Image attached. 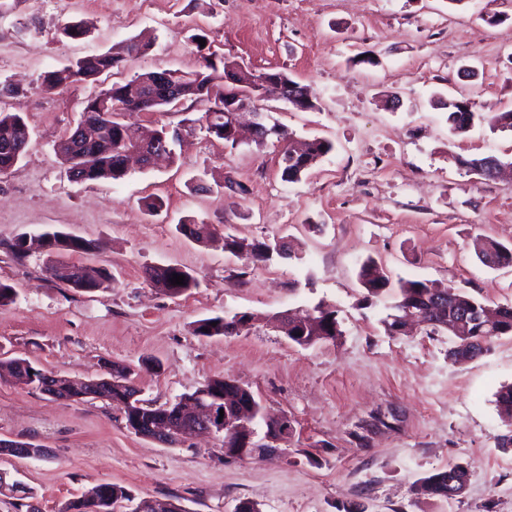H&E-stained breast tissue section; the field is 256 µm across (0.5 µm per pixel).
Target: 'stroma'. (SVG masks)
Here are the masks:
<instances>
[{
	"mask_svg": "<svg viewBox=\"0 0 512 512\" xmlns=\"http://www.w3.org/2000/svg\"><path fill=\"white\" fill-rule=\"evenodd\" d=\"M87 22L74 40L69 22ZM207 36L204 49L190 37ZM149 36L150 53L128 59L123 78L195 69L200 52L256 71L282 70L310 89L316 109L271 100L273 122L334 149L296 183L283 182L280 145L225 147L206 130L203 105L133 114L138 126L179 130L174 162L134 168L120 181L68 178L56 147L85 101L113 78L53 91L48 70ZM369 64L356 63L360 53ZM0 109L24 113L28 151L0 174V282L15 290L0 307V355L61 375L92 376L104 363L130 368L142 398L172 403L205 380L249 388L293 431L274 455L229 459L220 437L163 446L136 435L109 402H72L0 381V438L31 442L42 457L0 455V470L33 494L41 512L101 483L135 499H179L185 512H512V425L495 394L512 384V336L465 363L449 359L447 333L389 335L382 305L360 307L361 264L402 278L464 287L492 305L512 304V268L491 269L474 242L512 245V176L485 181L460 159L512 161V131L484 122L448 131L450 96L476 112L512 108V0H0ZM401 105L385 107L388 96ZM225 181V189L214 181ZM162 207L151 213L146 201ZM192 219L212 239L176 230ZM56 228L91 243L62 253L113 278L80 292L50 277L47 254L16 260V240ZM275 237L287 254L255 264L224 249L225 234ZM178 265L199 285L170 298L147 268ZM325 302L343 334L307 348L272 330V317ZM235 312L248 330L202 337L194 322ZM461 464L463 494H421L422 478Z\"/></svg>",
	"mask_w": 512,
	"mask_h": 512,
	"instance_id": "obj_1",
	"label": "stroma"
}]
</instances>
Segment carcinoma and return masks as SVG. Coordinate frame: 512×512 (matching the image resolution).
I'll use <instances>...</instances> for the list:
<instances>
[{"instance_id": "1", "label": "carcinoma", "mask_w": 512, "mask_h": 512, "mask_svg": "<svg viewBox=\"0 0 512 512\" xmlns=\"http://www.w3.org/2000/svg\"><path fill=\"white\" fill-rule=\"evenodd\" d=\"M152 47V41L145 39H132L124 47V54L110 52L91 54L89 57L76 59L62 70L47 71L42 77V85L48 91L55 90L62 85H80L94 83L99 76L121 68L124 57H137L146 54ZM238 61L228 57H218L215 54L201 55L199 66L184 73L188 88L187 100L205 105V115L213 114L215 118H224V69L234 66ZM153 72L147 71L137 74L123 81H115L106 89L101 90L96 96L86 100L84 109L94 111L99 106L106 107L112 126L120 128L123 135L98 141L90 150V154L78 161V165L84 167L82 182H98L103 180L118 181L127 175L124 167L122 152L125 149V138L129 134L139 131L135 123L128 120L134 113L133 100L136 98L141 85V79H149ZM480 115L470 112H448V129L453 135H461L470 130ZM27 126L24 118L16 113L0 112V173H6L14 169L20 160L13 158L4 147L16 141ZM274 138L285 143L281 153L280 167L282 180L294 183L301 179L302 175L314 164L320 161L333 150V143L322 138H313L304 146L297 149L289 145L291 139L288 131L279 124L267 127L263 137L256 141L262 145L268 139ZM461 164L469 171L480 176L484 180L493 179L492 171L503 164V161L493 155L464 159ZM279 240L266 238L256 240L248 244V253L254 262H267L279 251ZM477 256L481 262L493 257L497 267L512 266V247L501 244L492 238H481L475 243ZM66 265L50 262L46 271L50 276L68 286L84 291L89 288H101L108 281V275L98 267L83 265L81 275L75 279L64 273ZM185 276L184 284L171 283L173 275ZM359 281L364 290L363 302L371 305L382 300L389 289V278L384 271L374 262L366 261L359 269ZM147 282L150 286L159 289L170 297H179L198 286V280L194 274L184 268L173 265L165 272L156 276L148 275ZM437 291L443 295L440 310L429 317L431 324L428 328L433 332L444 331L448 333L451 344L457 345L461 338L444 327L448 323V316L462 307L483 310L487 304L470 294L463 287L435 288L426 280L401 279L398 281V293L394 303L386 307V315L381 319L385 331L394 335L397 333L400 323L398 319L405 316L408 309L421 312L430 308L431 292ZM314 324L301 330L305 339L300 341L295 338L291 342L309 347L321 341H336L342 336L341 324L337 317V311L318 305L314 308ZM497 319L489 322L483 321L481 325L467 328L468 335L483 339V343L473 347L474 356L479 357L488 352L493 341L501 336H512V305H499L495 308ZM237 315L216 316L200 319L195 322L193 332L198 336H228L230 328L235 324ZM32 372L31 383L39 382L43 369L32 365L24 358L0 359V379L13 378L20 374L21 369ZM496 404L503 419L512 423V385L503 386L496 393ZM464 469L457 464L444 470L430 474L423 479L431 489V494L439 498H447L442 492L448 473ZM132 501L131 494L121 486L110 485V489L102 491V485L98 484L80 497L65 502L59 512H116L119 503Z\"/></svg>"}]
</instances>
